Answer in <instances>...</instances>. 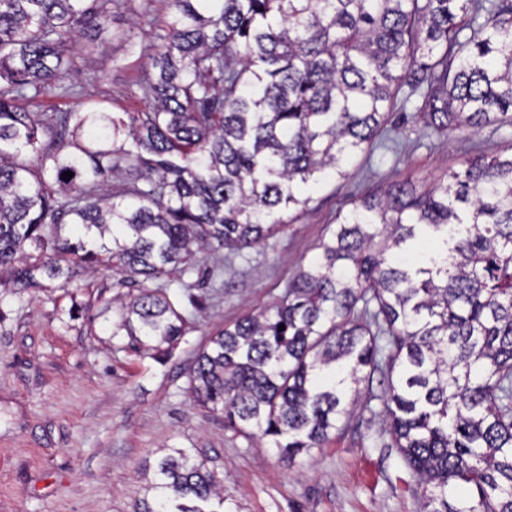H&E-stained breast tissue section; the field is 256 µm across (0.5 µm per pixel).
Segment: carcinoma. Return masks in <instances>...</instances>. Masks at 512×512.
Instances as JSON below:
<instances>
[{
  "label": "carcinoma",
  "mask_w": 512,
  "mask_h": 512,
  "mask_svg": "<svg viewBox=\"0 0 512 512\" xmlns=\"http://www.w3.org/2000/svg\"><path fill=\"white\" fill-rule=\"evenodd\" d=\"M113 5L0 0V287L111 266L138 288L112 336L157 352L187 323L161 279L283 232L364 147L396 152L386 120L411 96L435 135L512 126V0H168L148 20L146 111L22 108L82 95L63 81ZM318 249L278 301L198 351L192 400L292 463L345 427L351 390L381 402L423 512H512V156L367 194ZM196 454L161 457L137 512H222Z\"/></svg>",
  "instance_id": "cac0c4a2"
}]
</instances>
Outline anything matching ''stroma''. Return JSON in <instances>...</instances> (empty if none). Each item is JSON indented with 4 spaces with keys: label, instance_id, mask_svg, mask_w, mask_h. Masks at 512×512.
Instances as JSON below:
<instances>
[{
    "label": "stroma",
    "instance_id": "35a3bbf8",
    "mask_svg": "<svg viewBox=\"0 0 512 512\" xmlns=\"http://www.w3.org/2000/svg\"><path fill=\"white\" fill-rule=\"evenodd\" d=\"M165 0H118L89 66L69 75L84 95H44L41 112L96 104L123 116L146 105L136 86L155 43L150 19H166ZM413 109L389 119L399 153L362 150L349 176L310 191L307 211L265 244L236 255L200 252L213 276L203 287L171 286L189 314L186 334L162 360L112 336L96 312L118 293L107 267L81 272L66 288L0 295V512H135L142 469L161 448H195L224 481V512H420L422 490L381 418L351 405L348 427L285 466L275 448L225 428L195 404L187 369L217 329L271 304L318 245L339 211L365 192L411 179L428 185L475 154H512V127L423 137Z\"/></svg>",
    "mask_w": 512,
    "mask_h": 512
}]
</instances>
